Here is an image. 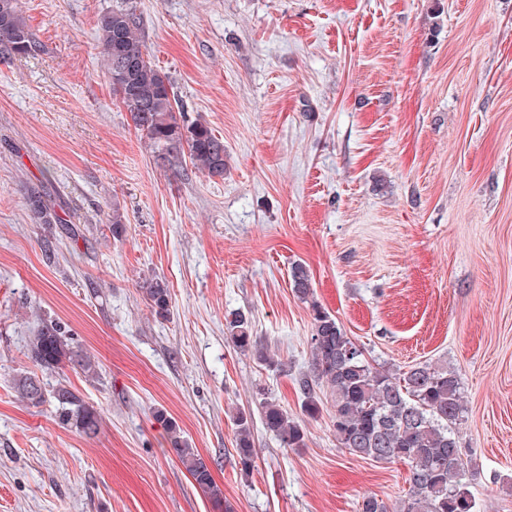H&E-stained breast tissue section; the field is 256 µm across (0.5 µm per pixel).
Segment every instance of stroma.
I'll use <instances>...</instances> for the list:
<instances>
[{"label":"stroma","instance_id":"35a3bbf8","mask_svg":"<svg viewBox=\"0 0 512 512\" xmlns=\"http://www.w3.org/2000/svg\"><path fill=\"white\" fill-rule=\"evenodd\" d=\"M112 0H22L42 45L0 55V512H357L388 506L409 466L340 448L329 412L303 416L316 301L369 358L448 366L479 512H512V0H138L152 61L227 170L172 169L134 130L96 48ZM63 201L38 224L28 186ZM124 231L112 235V216ZM61 252L46 263L44 237ZM167 281V317L142 294ZM252 322L273 365L233 346ZM94 354L65 379L101 416L60 427L16 379L37 317ZM265 392L300 418L285 448L237 410ZM164 411L208 462L214 501L168 452ZM236 426L235 454L240 471L250 473L255 464V448L252 438L253 419L250 412L239 410L233 417Z\"/></svg>","mask_w":512,"mask_h":512}]
</instances>
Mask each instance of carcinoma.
<instances>
[{"label": "carcinoma", "instance_id": "carcinoma-1", "mask_svg": "<svg viewBox=\"0 0 512 512\" xmlns=\"http://www.w3.org/2000/svg\"><path fill=\"white\" fill-rule=\"evenodd\" d=\"M97 47L116 99L137 134L158 152V158L172 168L189 162L209 177L224 176V141L205 123L176 112L172 83L152 62L143 39L137 0H115L100 17ZM0 52L10 57L40 52V44L22 15L20 0H0ZM27 203L38 223H62L56 203L43 187L29 188ZM290 276L294 294L310 305L313 314L311 361L295 379L302 412L315 418L328 405L340 447L376 463L403 461L409 465L408 493L395 510L375 496H366L358 502V512H476L470 490L473 474L464 462L458 440L464 408L457 375L431 363L397 372L369 362L363 348L314 299L307 269L297 263ZM143 289L154 313L166 317L171 298L167 282L154 277ZM226 329L237 349L260 363L273 365L245 315H228ZM28 358L47 372L67 365L91 378L98 374L95 358L73 346L53 322H41L29 340ZM15 387L19 397L33 406L51 402L61 426L88 439L98 435L100 414L68 383L59 380L51 385L29 373L20 376ZM259 408L264 429L281 446H305L301 423L280 405L262 397ZM233 421L237 463L240 471L248 474L256 456L252 415L239 410ZM164 426L169 452L198 488L221 501L223 492L198 449L174 424L166 422Z\"/></svg>", "mask_w": 512, "mask_h": 512}]
</instances>
